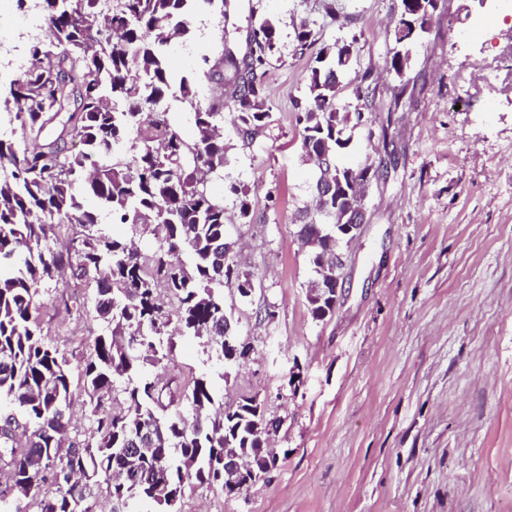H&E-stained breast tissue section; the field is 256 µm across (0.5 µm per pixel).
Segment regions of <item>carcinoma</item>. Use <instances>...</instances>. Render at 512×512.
<instances>
[{"mask_svg":"<svg viewBox=\"0 0 512 512\" xmlns=\"http://www.w3.org/2000/svg\"><path fill=\"white\" fill-rule=\"evenodd\" d=\"M224 12V0H35L48 38L29 41L35 66L0 89V113L17 127L0 134V462L10 480L0 488V512H25L39 496L40 512H96L95 488L106 485L111 512H182L185 487L224 485V456L237 458L245 489L270 473L276 458L266 429L277 428L255 397L233 408L216 404L211 378H192L184 389H164L151 369L169 359L170 325L199 340L207 355L228 366L246 363L248 342L232 338L224 285L241 279L229 247L224 199L208 186L229 163L224 104L199 99V79L234 85L233 110L242 140L270 117L265 67L278 52L276 27H253L255 48L243 57L222 50L202 57L192 77L175 79L167 56L188 33L190 7ZM396 41L427 32L433 0L403 5ZM357 40L322 47L308 77V101L297 106L301 148L336 145V132L361 123L371 73L354 88L352 111L336 108L340 78ZM188 104L196 134L186 139L169 117L172 91ZM55 124L56 134L41 137ZM370 163L343 164L331 151L315 185L343 186L316 201L317 217L298 225L308 247L312 281L328 282L336 268L321 256L336 249L338 225L361 203L351 181ZM140 226L153 235L144 254L131 241L108 236L99 215ZM83 228L80 246L62 253L49 245L58 224ZM70 269L96 285L94 310L103 325L83 375L94 434L65 443L71 423L70 363L45 340L37 300L46 283ZM176 300L169 308L162 296ZM168 391V403L162 392ZM148 439L149 451L135 452ZM66 451H61V448Z\"/></svg>","mask_w":512,"mask_h":512,"instance_id":"1","label":"carcinoma"}]
</instances>
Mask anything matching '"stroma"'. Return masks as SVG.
Masks as SVG:
<instances>
[{
  "mask_svg": "<svg viewBox=\"0 0 512 512\" xmlns=\"http://www.w3.org/2000/svg\"><path fill=\"white\" fill-rule=\"evenodd\" d=\"M494 10L493 0H438L428 32L406 48L394 34L401 0H228L223 17L195 13L186 49L172 52L178 77L224 45L247 53L253 24L276 26L268 124L244 140L225 112L229 163L212 183L241 244L238 270L255 286L244 301L226 285L224 303L254 351L228 370L177 336L164 379L175 387L207 373L227 407L257 397L278 423L279 463L241 494L186 489L183 512H512V19L479 42L467 37ZM351 39L336 105L355 107L356 76L367 70L376 93L344 161L385 169L346 250L335 312L318 322L297 237L316 171L302 159L296 104L316 49ZM404 48L400 79L389 62ZM488 67L496 83L483 81ZM232 183L247 190L250 219H239ZM93 293L67 274L38 302L47 339L70 361L78 439L92 428L82 369L97 334Z\"/></svg>",
  "mask_w": 512,
  "mask_h": 512,
  "instance_id": "35a3bbf8",
  "label": "stroma"
}]
</instances>
